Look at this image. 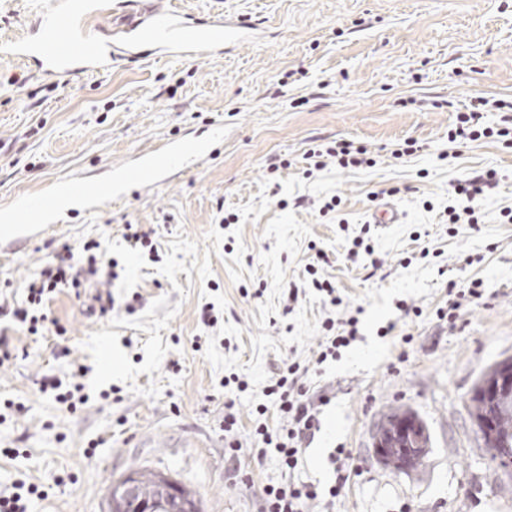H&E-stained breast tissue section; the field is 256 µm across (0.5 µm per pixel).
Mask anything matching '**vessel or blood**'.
Listing matches in <instances>:
<instances>
[{
	"label": "vessel or blood",
	"mask_w": 512,
	"mask_h": 512,
	"mask_svg": "<svg viewBox=\"0 0 512 512\" xmlns=\"http://www.w3.org/2000/svg\"><path fill=\"white\" fill-rule=\"evenodd\" d=\"M134 0H121L125 15L112 29V38L101 41L87 37L83 29L100 25L106 9L89 6L87 0H59L33 11L40 42L19 36L0 42V54L35 62L46 75L59 80L87 72H105L114 61L148 58H204L223 54L231 46L255 39L258 27L235 15L207 21L194 14L165 6L162 0L141 17L131 14ZM224 141L223 126L206 136L187 135L141 153L132 163L112 170L108 182L90 183L73 176L67 181L71 192L89 207L118 201L127 191H150L163 175L208 160L216 145ZM52 198L33 193L21 198L13 209L0 212V248L15 251L22 244L50 230L44 218L53 207Z\"/></svg>",
	"instance_id": "1"
}]
</instances>
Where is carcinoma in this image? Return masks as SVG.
<instances>
[{
    "mask_svg": "<svg viewBox=\"0 0 512 512\" xmlns=\"http://www.w3.org/2000/svg\"><path fill=\"white\" fill-rule=\"evenodd\" d=\"M501 363L491 365L478 379V383H492L500 388H508L512 392V384L501 380ZM492 416V426L488 430L481 431V439L484 445L490 448L492 459L498 461V466L507 469L512 466V396L499 400L496 403H487L477 398L470 399V415L473 421H478L482 416ZM415 417V420L422 424L423 432L416 449L410 454L401 451L393 443L401 444L403 440L394 439L396 425L403 419ZM375 434L386 444V454L378 461L384 466L394 469L400 473H408L416 469L428 453L431 439L427 426L423 420L410 410L400 408L392 409L383 414L376 425ZM123 477L137 483L138 496L135 501L128 503L125 512H146L150 507L169 500H180L190 506V512H200L198 504L200 501L195 494L179 481L171 478L168 474L150 468L140 466L128 470Z\"/></svg>",
    "mask_w": 512,
    "mask_h": 512,
    "instance_id": "carcinoma-1",
    "label": "carcinoma"
}]
</instances>
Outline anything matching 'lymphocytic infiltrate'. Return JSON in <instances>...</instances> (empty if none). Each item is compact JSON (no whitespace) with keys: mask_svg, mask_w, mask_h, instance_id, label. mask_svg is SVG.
Wrapping results in <instances>:
<instances>
[{"mask_svg":"<svg viewBox=\"0 0 512 512\" xmlns=\"http://www.w3.org/2000/svg\"><path fill=\"white\" fill-rule=\"evenodd\" d=\"M497 110L501 118L497 124L487 122L488 110ZM482 138H491L503 145L512 144V101H490L484 97L473 98L466 111L457 113L455 124L448 130V141L462 144ZM498 185L495 170L475 171L457 180L455 192L464 196L466 206L449 205L448 221L478 228L479 218L472 206L476 198L485 195ZM117 261L107 258L100 241L89 240L81 247H62L53 257L40 266L25 285L24 304H0V316L26 326L31 335L52 332L65 335L66 329L45 311L47 304L61 289L80 288L83 281L97 280L102 286L95 301L100 315L111 313L115 301L110 287L118 279ZM360 320L349 316L337 321L326 319L321 328L323 341L315 358L316 365L336 360L343 348L349 347L359 335ZM310 368L291 362L278 369L271 377L265 393L267 403L255 409L257 419L252 429L255 449L245 451L239 438V419L235 411L224 413V451L232 460H239L244 453L260 458L267 451H274L283 479L265 484L259 492L256 512H312L319 504H334L346 488L351 472L347 462L351 452L335 449V481L328 488L298 479L306 442L320 428L323 406L330 398L308 383Z\"/></svg>","mask_w":512,"mask_h":512,"instance_id":"f902f5d3","label":"lymphocytic infiltrate"}]
</instances>
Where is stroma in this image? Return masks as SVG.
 Returning a JSON list of instances; mask_svg holds the SVG:
<instances>
[{"label":"stroma","instance_id":"stroma-1","mask_svg":"<svg viewBox=\"0 0 512 512\" xmlns=\"http://www.w3.org/2000/svg\"><path fill=\"white\" fill-rule=\"evenodd\" d=\"M181 3L206 20L249 17L263 39L204 59L120 61L65 82L0 56V209L74 175L111 180L113 166L145 149L224 126L213 159L150 192L67 211L52 234L0 253V299L12 304L62 244L99 240L120 266L110 315H89L68 289L50 301L66 336L0 323L26 351L0 366V398L23 406L0 416V492L23 480L47 493L30 512H106L112 480L151 466L195 492L202 512H255L259 488L281 470L270 452L246 462L247 480L230 479L225 404L248 441L274 372L314 361L323 320L356 313L358 339L322 372L331 401L302 478L329 483L330 455L342 446L356 469L329 512H512V470L493 460L468 413L482 373L512 357V223L499 220L512 206V148L448 141L472 98L512 100V0ZM33 7L0 0V40L36 39ZM322 139L365 146L373 167L316 169L307 153ZM407 141L416 152L396 156ZM481 169L500 178L475 203L482 222L449 225L455 181ZM333 195L339 207L320 214ZM383 199L402 223H371ZM129 224L152 229L157 255L127 252ZM358 235L373 254L351 256ZM319 252L342 305L309 284ZM476 279L483 298L455 326L438 322L447 282ZM402 302L420 317H403ZM390 322L394 335L378 336ZM81 367L82 410L40 392L42 376L66 379ZM398 407L431 435L421 466L406 474L380 464L372 447L376 423ZM5 448L26 454L11 459Z\"/></svg>","mask_w":512,"mask_h":512}]
</instances>
